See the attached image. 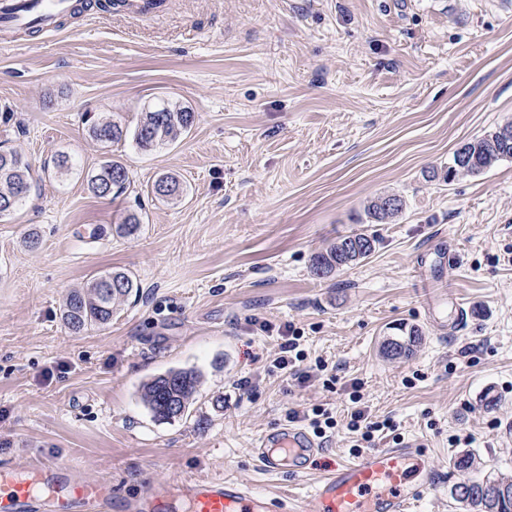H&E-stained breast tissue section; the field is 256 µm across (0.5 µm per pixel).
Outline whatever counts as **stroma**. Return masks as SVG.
<instances>
[{"instance_id":"1","label":"stroma","mask_w":512,"mask_h":512,"mask_svg":"<svg viewBox=\"0 0 512 512\" xmlns=\"http://www.w3.org/2000/svg\"><path fill=\"white\" fill-rule=\"evenodd\" d=\"M163 97L195 114L170 146L87 132L85 112L131 129ZM507 122L512 0H160L0 41V147L38 186L0 217V467L52 458L127 499L229 477L297 503L358 456L357 382L362 408L394 425L372 448L418 444L433 470L410 512H459L455 436H470L483 472L512 474V160L449 183L428 173ZM62 153L75 166L58 177ZM108 160L129 178L115 198L88 184ZM166 172L186 198L149 195ZM384 194L403 200L400 216L363 225ZM131 213L140 229L121 236ZM364 227L378 239L369 259L312 274L316 252ZM110 270L136 295L108 325L69 333L68 292ZM400 324L422 343L385 360ZM289 325L335 384L273 368ZM171 368L200 384L188 417L160 421L139 389ZM318 404L337 426L310 471H262L259 435Z\"/></svg>"}]
</instances>
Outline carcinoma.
I'll return each instance as SVG.
<instances>
[{
    "instance_id": "obj_1",
    "label": "carcinoma",
    "mask_w": 512,
    "mask_h": 512,
    "mask_svg": "<svg viewBox=\"0 0 512 512\" xmlns=\"http://www.w3.org/2000/svg\"><path fill=\"white\" fill-rule=\"evenodd\" d=\"M89 136L100 143H110L125 135L124 127L116 121H106L85 113ZM194 123V112L187 105L172 100H161L141 113L132 140L141 150H153L170 145L187 132ZM512 159V123L461 145L443 172V179L452 181L459 175H478L494 164ZM127 171L117 162L107 161L89 178L94 194L104 197L120 195L126 190ZM34 184L29 165L17 151H0V203L15 200L22 205L31 195ZM151 193L160 201L183 197L185 188L180 180L163 174L153 183ZM403 200L387 195L372 201L365 208V223L387 224L403 211ZM377 239L365 229L336 238L311 258L310 270L317 277L357 265L368 259L376 249ZM135 288L132 277L122 271H106L89 283L70 290L64 303L61 320L72 334H79L90 326H103L112 320L114 304L129 296ZM399 334L388 337L381 344V352L389 360L411 358L422 341L423 333L417 326H402ZM199 382L191 369L169 370L157 375L142 387L143 404L161 420L183 418L193 403ZM453 471L464 482L448 486V495L462 512H512V475L497 474L474 479L470 473L480 468L476 455L461 450L451 461Z\"/></svg>"
}]
</instances>
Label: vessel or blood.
<instances>
[{"instance_id":"vessel-or-blood-1","label":"vessel or blood","mask_w":512,"mask_h":512,"mask_svg":"<svg viewBox=\"0 0 512 512\" xmlns=\"http://www.w3.org/2000/svg\"><path fill=\"white\" fill-rule=\"evenodd\" d=\"M70 0H0V27L57 26ZM322 448L305 427L285 422L262 434L253 454L268 473L306 474ZM433 471L415 444L375 449L355 461L336 465L315 485L296 512H408L429 488ZM49 487L57 512L75 505L93 506L113 499L111 486L64 474L62 466L42 459L33 478L0 474V512H35L34 483ZM121 512H289L285 504L250 492L230 478H188L156 483L142 498L120 503Z\"/></svg>"}]
</instances>
